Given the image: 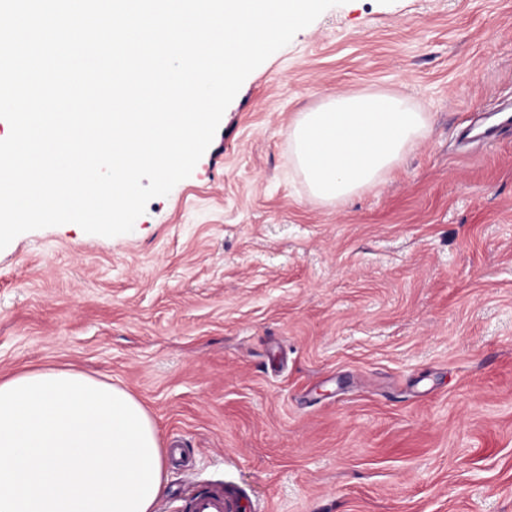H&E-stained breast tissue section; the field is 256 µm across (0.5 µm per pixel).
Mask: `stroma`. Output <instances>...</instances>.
<instances>
[{
    "instance_id": "1",
    "label": "stroma",
    "mask_w": 512,
    "mask_h": 512,
    "mask_svg": "<svg viewBox=\"0 0 512 512\" xmlns=\"http://www.w3.org/2000/svg\"><path fill=\"white\" fill-rule=\"evenodd\" d=\"M398 93L428 130L341 204L291 161L296 112ZM512 0H346L254 70L190 177L132 232L0 250V377L83 371L142 402L158 512H512ZM236 495L221 484L201 485L189 501L190 512H237Z\"/></svg>"
}]
</instances>
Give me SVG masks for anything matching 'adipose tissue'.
Listing matches in <instances>:
<instances>
[{
    "instance_id": "adipose-tissue-1",
    "label": "adipose tissue",
    "mask_w": 512,
    "mask_h": 512,
    "mask_svg": "<svg viewBox=\"0 0 512 512\" xmlns=\"http://www.w3.org/2000/svg\"><path fill=\"white\" fill-rule=\"evenodd\" d=\"M425 113L385 92H337L297 112L293 161L312 197L341 203L390 175ZM167 453L125 389L64 369L0 379V512H155Z\"/></svg>"
}]
</instances>
